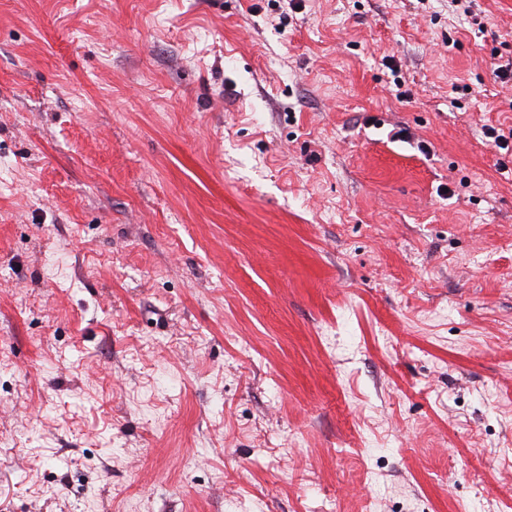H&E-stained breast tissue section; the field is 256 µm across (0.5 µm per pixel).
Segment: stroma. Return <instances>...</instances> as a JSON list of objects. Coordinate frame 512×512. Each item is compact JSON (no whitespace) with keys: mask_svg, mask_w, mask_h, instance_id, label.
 Returning <instances> with one entry per match:
<instances>
[{"mask_svg":"<svg viewBox=\"0 0 512 512\" xmlns=\"http://www.w3.org/2000/svg\"><path fill=\"white\" fill-rule=\"evenodd\" d=\"M510 60L512 0H0V512H512Z\"/></svg>","mask_w":512,"mask_h":512,"instance_id":"obj_1","label":"stroma"}]
</instances>
